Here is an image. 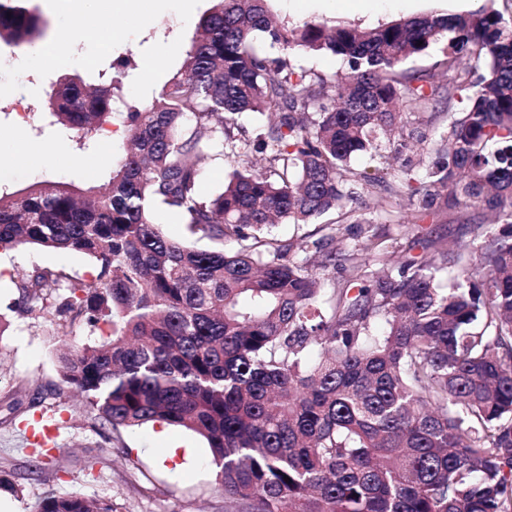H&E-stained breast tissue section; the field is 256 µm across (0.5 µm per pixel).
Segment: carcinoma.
Returning a JSON list of instances; mask_svg holds the SVG:
<instances>
[{"label":"carcinoma","instance_id":"cac0c4a2","mask_svg":"<svg viewBox=\"0 0 512 512\" xmlns=\"http://www.w3.org/2000/svg\"><path fill=\"white\" fill-rule=\"evenodd\" d=\"M212 2L149 101L124 83L130 51L96 84L52 86L45 116L77 151L126 128L104 190L47 180L0 192V249L76 251L98 266L89 281L49 269L17 281L34 320L53 316L61 380L103 427L161 421L201 436L236 512H512V19L489 6L289 26L271 0ZM47 27L27 0H0V42L32 48ZM442 40L432 70L401 69ZM325 54L346 70L297 64ZM455 100L437 140L402 121L403 108L432 115ZM246 112L266 117L253 138ZM382 136L399 147L381 153ZM415 143L416 168L400 162ZM365 154L376 165L353 170ZM226 155L229 180L202 197L201 165ZM360 188L384 207L408 199L404 224L443 205L478 211L477 263L464 242L435 261L396 254L367 230ZM159 206L239 248L166 237ZM334 212L366 226L365 259L337 249L334 228L312 243L262 234ZM311 247L319 268L289 259ZM449 266L459 274L444 286ZM103 325L100 343L68 340ZM35 512L114 510L50 493Z\"/></svg>","mask_w":512,"mask_h":512}]
</instances>
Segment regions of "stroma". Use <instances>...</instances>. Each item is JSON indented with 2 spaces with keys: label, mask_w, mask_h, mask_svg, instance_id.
Instances as JSON below:
<instances>
[{
  "label": "stroma",
  "mask_w": 512,
  "mask_h": 512,
  "mask_svg": "<svg viewBox=\"0 0 512 512\" xmlns=\"http://www.w3.org/2000/svg\"><path fill=\"white\" fill-rule=\"evenodd\" d=\"M47 18L50 28L38 46L25 52L17 67L0 73V190L13 192L45 180L101 187L112 173V158L121 151L124 132L113 126L110 136L84 154L69 148L68 134L45 122L30 121L12 111L22 89L31 101L44 102L52 84L62 75L85 82L98 79L87 59L107 67L112 56L133 51L141 67L126 80L129 90L148 101L176 72L183 61L181 50L189 42L211 0H135L126 10L122 0H102L99 13L86 17L85 38L62 49L58 35L70 17L59 0H30ZM495 6L512 18V0H273L280 20L336 21L358 28L376 27L402 18L431 12L461 14ZM116 19L125 34L104 45L97 31L106 17ZM174 40L178 53L155 71L146 65L154 59L160 41ZM48 146H63L52 161L24 151V138ZM373 234L411 249L413 256L428 260L433 240L470 241L462 225L452 224L447 214L436 223L402 224L397 216L373 213ZM154 220L171 239L198 248L231 250V241L212 240L193 232L177 214L157 208ZM49 268L69 281H84L97 273L94 260L78 252L46 251L20 246L0 251V316L10 326L0 336V474L10 482L0 488V501L9 512H34L47 494H78L111 502L115 512H226L218 490V469L207 443L194 433L163 422L138 428H100L91 407L76 402L58 373L57 339L47 328H38L26 312L14 285L18 274ZM56 412L58 449L45 470H35V447L25 434L42 414Z\"/></svg>",
  "instance_id": "35a3bbf8"
}]
</instances>
